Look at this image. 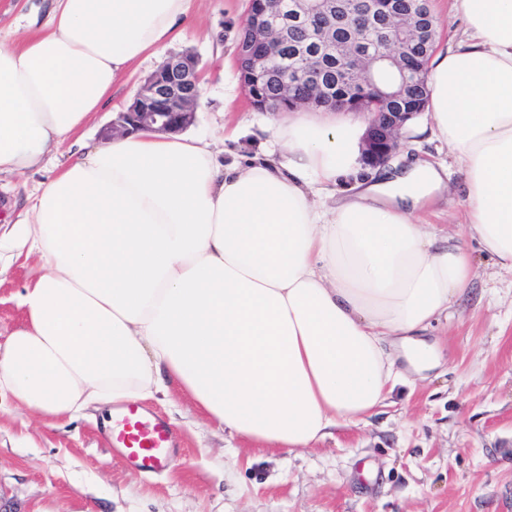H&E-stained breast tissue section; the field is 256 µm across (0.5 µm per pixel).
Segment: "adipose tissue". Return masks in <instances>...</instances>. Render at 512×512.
Masks as SVG:
<instances>
[{"mask_svg":"<svg viewBox=\"0 0 512 512\" xmlns=\"http://www.w3.org/2000/svg\"><path fill=\"white\" fill-rule=\"evenodd\" d=\"M189 3L58 0L46 28L0 39V175L38 169L186 37ZM453 9L463 36L429 62L426 111L464 174L468 235L512 272V0ZM271 135L281 152L243 162L181 133L80 144L13 226L40 273L0 344V394L52 421L174 383L230 434L294 450L436 367L424 335L475 276L460 239L420 221L447 168L362 170L338 111Z\"/></svg>","mask_w":512,"mask_h":512,"instance_id":"ef3b65f1","label":"adipose tissue"}]
</instances>
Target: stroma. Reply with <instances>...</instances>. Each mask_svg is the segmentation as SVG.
Instances as JSON below:
<instances>
[{"mask_svg":"<svg viewBox=\"0 0 512 512\" xmlns=\"http://www.w3.org/2000/svg\"><path fill=\"white\" fill-rule=\"evenodd\" d=\"M54 0H0V37L44 27ZM246 0H192L187 38L169 53L194 52L209 88L187 133L213 150L247 156L269 146L277 112L255 111L237 72ZM162 63L151 57L124 74L109 105L82 129L86 143L127 107ZM419 115L402 132V158L448 168L450 194L429 224L461 232L463 176L447 145ZM70 159L52 148L42 172L0 180V235L41 194L51 170ZM477 275L469 294L428 331L441 364L414 386L396 385L371 416L334 429L315 447L270 453L211 426L171 392L147 408L168 422L177 454L156 474L130 467L109 447L105 408L43 422L0 397V512H512V273L494 268L473 239ZM0 343L24 319L19 292L34 261L0 247Z\"/></svg>","mask_w":512,"mask_h":512,"instance_id":"obj_1","label":"stroma"}]
</instances>
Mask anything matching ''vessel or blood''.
I'll use <instances>...</instances> for the list:
<instances>
[{"label": "vessel or blood", "mask_w": 512, "mask_h": 512, "mask_svg": "<svg viewBox=\"0 0 512 512\" xmlns=\"http://www.w3.org/2000/svg\"><path fill=\"white\" fill-rule=\"evenodd\" d=\"M105 438L120 449L134 469L144 473L165 468L176 453L168 423L137 403H127L116 410Z\"/></svg>", "instance_id": "obj_1"}]
</instances>
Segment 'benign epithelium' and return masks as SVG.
<instances>
[{"instance_id":"obj_1","label":"benign epithelium","mask_w":512,"mask_h":512,"mask_svg":"<svg viewBox=\"0 0 512 512\" xmlns=\"http://www.w3.org/2000/svg\"><path fill=\"white\" fill-rule=\"evenodd\" d=\"M249 9L244 25V35L238 44V70L242 86H258L276 77L282 99L301 109L307 106L295 94L297 82L305 81L311 88H318L321 96L316 102L337 110L348 108L354 112L370 114L368 126L361 139V162L364 167L388 166L401 150V130L417 113L404 109L410 78L401 68L400 59L407 56V49L417 50V57L426 59L432 51L435 19L429 0H412L410 10L397 14L411 37L399 40L387 33L385 46L367 45L357 55L339 47L350 82L368 95L366 103L336 102L320 80L318 67L308 66L303 73L290 75L273 63L272 57L263 52L271 39L282 34L281 17L288 5L285 0H248ZM335 7V0H294V8L302 15L316 19L328 14ZM199 58L190 51L169 56L145 81L127 110L118 113L103 130L106 139L120 133L152 131L181 133L196 120V105L200 96L198 71Z\"/></svg>"}]
</instances>
